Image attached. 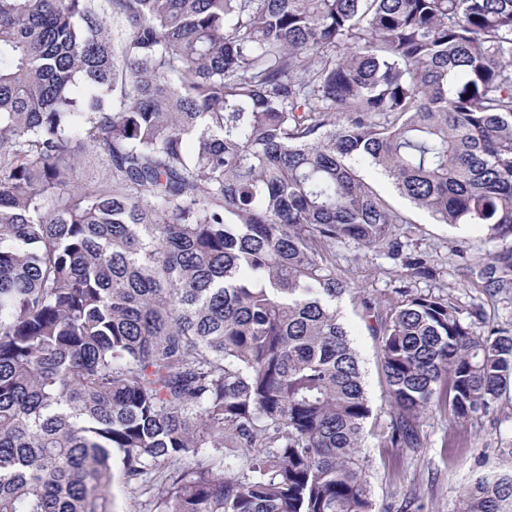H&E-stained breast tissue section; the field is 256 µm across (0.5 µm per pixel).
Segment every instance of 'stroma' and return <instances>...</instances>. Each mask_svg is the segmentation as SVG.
Here are the masks:
<instances>
[{"label": "stroma", "instance_id": "35a3bbf8", "mask_svg": "<svg viewBox=\"0 0 512 512\" xmlns=\"http://www.w3.org/2000/svg\"><path fill=\"white\" fill-rule=\"evenodd\" d=\"M363 174L389 196L398 212L415 221L418 230L413 239L438 269L435 279L417 281V289L451 295L465 309L481 306L487 325L512 329V292L492 293L480 288L464 276L461 260L452 252L461 239L479 241L481 231L474 226L453 228L435 223L429 214L394 193L387 179L368 168ZM336 263L352 284L340 300V310L360 354L373 407L368 421L371 433L363 449L370 464L373 499L380 507L405 506L406 512H415L418 503L424 504L426 512H456L463 486L484 470L478 449L512 447V404L503 403L488 417L468 425L455 422L447 413L429 412L422 418L420 448L380 447L373 430L388 423L390 407L376 340L364 319L363 302L380 295L393 296L400 285V269L384 256L362 255L348 244L337 245Z\"/></svg>", "mask_w": 512, "mask_h": 512}]
</instances>
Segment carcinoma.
Segmentation results:
<instances>
[{"mask_svg":"<svg viewBox=\"0 0 512 512\" xmlns=\"http://www.w3.org/2000/svg\"><path fill=\"white\" fill-rule=\"evenodd\" d=\"M365 166L512 239V0H0V512H112L116 472L154 512H391L336 244L437 269ZM456 255L512 289V247ZM396 293L380 441L418 448L495 410L512 331ZM459 512H512V465Z\"/></svg>","mask_w":512,"mask_h":512,"instance_id":"1","label":"carcinoma"}]
</instances>
